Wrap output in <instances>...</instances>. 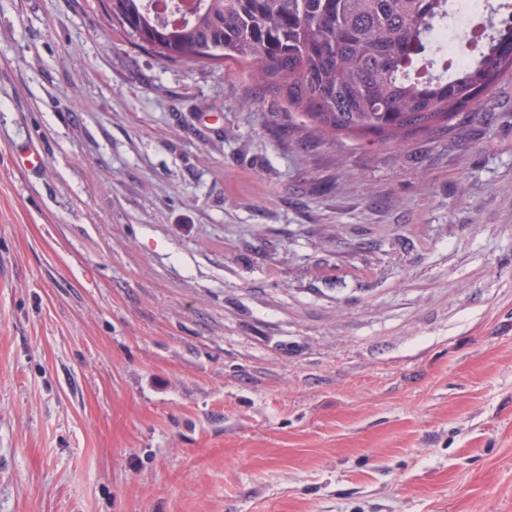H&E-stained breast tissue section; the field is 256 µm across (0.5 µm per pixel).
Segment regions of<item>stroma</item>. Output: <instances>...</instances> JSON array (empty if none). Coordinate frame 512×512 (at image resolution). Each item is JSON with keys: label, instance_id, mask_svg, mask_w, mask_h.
Listing matches in <instances>:
<instances>
[{"label": "stroma", "instance_id": "obj_1", "mask_svg": "<svg viewBox=\"0 0 512 512\" xmlns=\"http://www.w3.org/2000/svg\"><path fill=\"white\" fill-rule=\"evenodd\" d=\"M0 512H512V79L367 149L0 0Z\"/></svg>", "mask_w": 512, "mask_h": 512}]
</instances>
